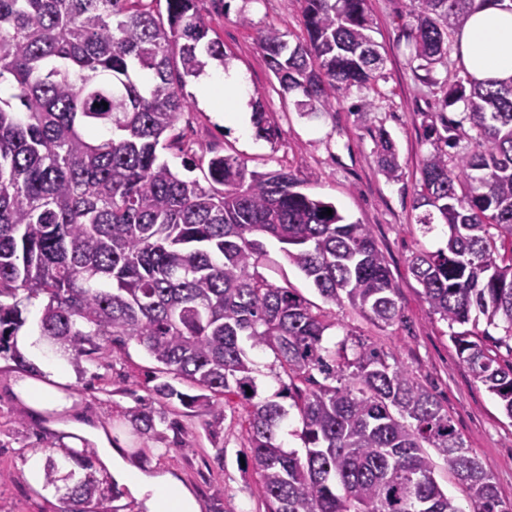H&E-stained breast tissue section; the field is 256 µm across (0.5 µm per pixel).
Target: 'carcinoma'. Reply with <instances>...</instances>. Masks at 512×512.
Listing matches in <instances>:
<instances>
[{"label":"carcinoma","mask_w":512,"mask_h":512,"mask_svg":"<svg viewBox=\"0 0 512 512\" xmlns=\"http://www.w3.org/2000/svg\"><path fill=\"white\" fill-rule=\"evenodd\" d=\"M158 2L0 0V357L27 367L14 338L37 300L40 335L76 361L144 348L156 364L150 403L131 410L143 431L176 427L165 412L175 401L236 397L268 512H463L437 483L431 448L474 512H512L425 385L363 342L351 359L328 348L324 315L257 271L261 234L286 245L325 301L391 326L397 287L367 225L284 169L250 171L220 154L184 163L203 170V186L159 160L158 148L179 141L187 80L224 62V43L209 37L198 0H166L164 15ZM368 2L301 0L307 38L293 45L274 25L260 31L284 93L325 108L381 77ZM486 3L512 10V0H411L412 61L444 62L449 32ZM468 84L453 81L444 100L462 103L460 119L439 113L425 128L417 223L443 224L447 237L412 254L409 271L512 419V365L483 344L491 327L512 341V85ZM252 120L274 139L258 100ZM463 139L466 151L448 155ZM378 142L379 171L395 181V144L383 129ZM250 348L270 349L288 377L277 396L298 412L302 448L280 441L288 411L259 396ZM68 456L79 471L59 476L49 464L45 484L65 482L69 512H90L101 498L95 454Z\"/></svg>","instance_id":"1"}]
</instances>
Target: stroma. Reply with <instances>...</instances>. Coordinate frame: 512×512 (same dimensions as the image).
Here are the masks:
<instances>
[{"label":"stroma","mask_w":512,"mask_h":512,"mask_svg":"<svg viewBox=\"0 0 512 512\" xmlns=\"http://www.w3.org/2000/svg\"><path fill=\"white\" fill-rule=\"evenodd\" d=\"M198 6L213 36L224 43L228 69L243 78L242 95L261 97L277 136L270 143L241 132L195 99L177 123L181 143L163 150V159L178 171L184 157L206 159L215 151L240 157L252 170L282 168L304 179L308 193L367 225L397 286L401 318L392 326H376L350 305L325 303L277 242L266 241L258 270L323 312L332 324L328 344L359 340L377 347L437 395L467 447L491 470L502 500L512 504V419L459 359L447 323L430 314L408 268L412 253L436 250L443 241L442 229L422 232L414 188L429 149L424 127L435 112L457 118L461 105L447 107L443 99L448 75L461 79L464 71L453 58L429 74L414 69L405 37L413 22L410 0H370L373 38L383 58L381 78L308 114L295 95L281 93L258 45L259 30L269 24L286 32L289 41L305 38L300 0H199ZM364 102L369 111H358ZM381 129L390 133L399 153L402 173L396 181L386 180L378 169L376 134ZM152 366L143 348L132 343L110 362L74 367L66 387L74 416L111 434L113 447L143 470L176 477L202 512H267L256 476L244 463L249 450L236 402L210 408L176 404L167 414L179 429H135L128 412L147 398L145 379ZM22 376L12 361L0 358V512H64L63 490L41 494L26 476L28 453L40 450L45 458H56L55 446L65 432L56 418L20 401L14 385ZM47 437L53 447H45ZM217 486L223 495H214Z\"/></svg>","instance_id":"35a3bbf8"}]
</instances>
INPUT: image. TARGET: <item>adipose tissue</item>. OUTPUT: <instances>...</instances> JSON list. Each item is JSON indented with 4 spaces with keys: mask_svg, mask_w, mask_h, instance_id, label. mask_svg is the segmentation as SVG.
Returning <instances> with one entry per match:
<instances>
[{
    "mask_svg": "<svg viewBox=\"0 0 512 512\" xmlns=\"http://www.w3.org/2000/svg\"><path fill=\"white\" fill-rule=\"evenodd\" d=\"M455 37L458 62L472 79L512 84V11L493 5L476 8ZM239 81L232 71L221 78L209 76L201 81V93L206 104L223 111L225 120L241 125L248 109L236 95ZM17 345L35 362L38 373L19 380L15 392L33 409L68 411L73 401L62 390L72 380L66 353L60 350L43 357L38 336L30 332L19 334ZM93 439L107 470L127 486L146 512H200L192 493L172 475L148 474L126 461L103 431H95Z\"/></svg>",
    "mask_w": 512,
    "mask_h": 512,
    "instance_id": "ef3b65f1",
    "label": "adipose tissue"
}]
</instances>
